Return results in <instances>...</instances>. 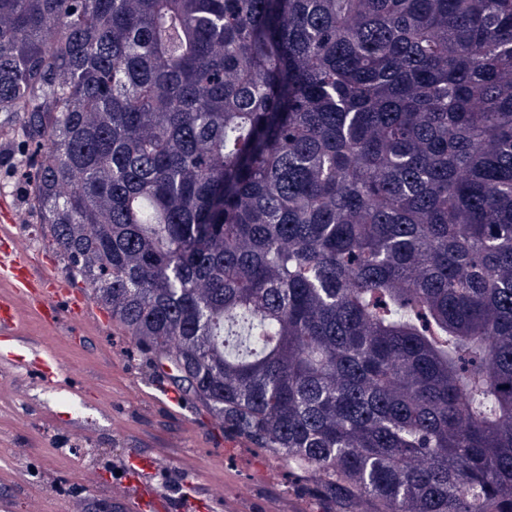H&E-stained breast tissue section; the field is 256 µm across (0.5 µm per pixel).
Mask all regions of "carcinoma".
<instances>
[{
	"label": "carcinoma",
	"instance_id": "1",
	"mask_svg": "<svg viewBox=\"0 0 512 512\" xmlns=\"http://www.w3.org/2000/svg\"><path fill=\"white\" fill-rule=\"evenodd\" d=\"M0 137L224 430L336 512H512V0H0Z\"/></svg>",
	"mask_w": 512,
	"mask_h": 512
}]
</instances>
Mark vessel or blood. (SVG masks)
Returning a JSON list of instances; mask_svg holds the SVG:
<instances>
[{
	"mask_svg": "<svg viewBox=\"0 0 512 512\" xmlns=\"http://www.w3.org/2000/svg\"><path fill=\"white\" fill-rule=\"evenodd\" d=\"M19 215L7 197H0V367L32 368L45 376L63 367L60 359L48 351H29L23 339V323L27 316L39 317L54 326L61 321L63 289L45 269L29 263L28 241L14 233ZM75 321L96 322L101 314L90 296L78 295L70 308ZM157 459L141 460L140 472L114 492L125 499L128 512H144L148 501H161L162 496L150 480Z\"/></svg>",
	"mask_w": 512,
	"mask_h": 512,
	"instance_id": "obj_1",
	"label": "vessel or blood"
}]
</instances>
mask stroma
<instances>
[{"label":"stroma","instance_id":"1","mask_svg":"<svg viewBox=\"0 0 512 512\" xmlns=\"http://www.w3.org/2000/svg\"><path fill=\"white\" fill-rule=\"evenodd\" d=\"M16 149L13 142L0 145V196L20 215L16 232L53 277L89 290L26 207L25 181L9 162ZM24 331L64 368L49 385L23 368L0 373V386L24 388L0 399V512H71L75 504L81 512H125L112 487L124 482L130 459L145 454L162 455L152 480L176 508L198 489L214 488L209 512H224L225 502L249 499L257 488L284 503L303 502L306 512H329L313 492L311 472L293 471L261 448L227 447L229 433L214 426L200 402L185 396L180 405L169 403L163 391L170 381L156 376L117 322L78 327L65 320L51 329L30 317ZM88 469L100 472L98 485L84 482Z\"/></svg>","mask_w":512,"mask_h":512}]
</instances>
